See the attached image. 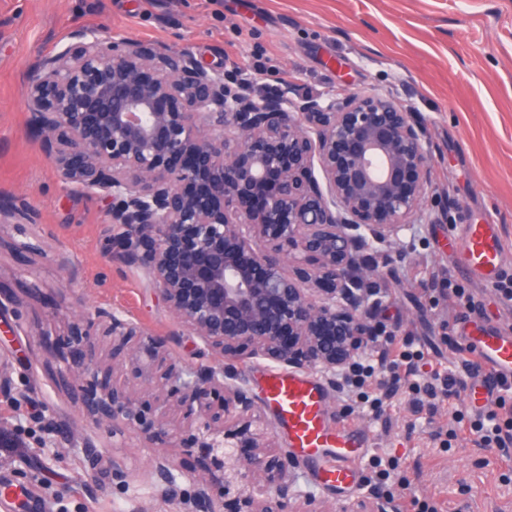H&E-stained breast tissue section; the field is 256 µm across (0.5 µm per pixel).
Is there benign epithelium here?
I'll return each mask as SVG.
<instances>
[{
  "mask_svg": "<svg viewBox=\"0 0 512 512\" xmlns=\"http://www.w3.org/2000/svg\"><path fill=\"white\" fill-rule=\"evenodd\" d=\"M29 132L61 181L106 202L108 262L142 268L178 325L215 356L314 368L336 382L385 335L369 314L373 281L403 260L401 236L437 195L421 120L389 93L304 95L288 83L255 91L238 63L204 65L190 43L134 40L108 26L77 28L24 78ZM102 333L135 343L128 365L152 387L77 398L114 435L176 438L189 420L221 481L193 480V502L215 512H331L303 492L292 459L224 364L185 371L173 337L99 312ZM114 366L93 346L70 368L77 393ZM242 448L254 453L245 459ZM151 477L171 491L170 460Z\"/></svg>",
  "mask_w": 512,
  "mask_h": 512,
  "instance_id": "benign-epithelium-1",
  "label": "benign epithelium"
}]
</instances>
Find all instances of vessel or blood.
<instances>
[{
  "instance_id": "1",
  "label": "vessel or blood",
  "mask_w": 512,
  "mask_h": 512,
  "mask_svg": "<svg viewBox=\"0 0 512 512\" xmlns=\"http://www.w3.org/2000/svg\"><path fill=\"white\" fill-rule=\"evenodd\" d=\"M464 245L459 266L487 283L504 274L503 240L495 225L468 224L462 229ZM463 342L479 351L491 374L512 379V335L484 327L464 317ZM262 394L278 422L295 460L301 464L311 487L352 488L364 457L371 450L360 429L332 423L326 416V393L311 372L257 370Z\"/></svg>"
}]
</instances>
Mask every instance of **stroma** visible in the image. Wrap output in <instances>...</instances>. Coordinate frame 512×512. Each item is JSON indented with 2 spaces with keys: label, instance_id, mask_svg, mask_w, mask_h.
<instances>
[{
  "label": "stroma",
  "instance_id": "stroma-1",
  "mask_svg": "<svg viewBox=\"0 0 512 512\" xmlns=\"http://www.w3.org/2000/svg\"><path fill=\"white\" fill-rule=\"evenodd\" d=\"M111 26L126 36L193 42L217 67L236 61L257 84L288 82L300 93L355 90L398 95L423 120L440 196L429 224L411 225L405 257L381 279L372 316L387 327L376 350L404 342L424 354L422 372L463 374L464 290L486 326L512 329V0H0V196L27 207L26 224H0V357L11 365L16 407L0 413V512H192L195 477L217 478L190 433L178 445L114 437L78 415L63 378L77 356L74 313L120 311L146 331L172 337L183 367L214 364L178 324L143 270L108 263L106 204L65 187L31 142L23 76L33 57L55 51L76 27ZM459 224H495L504 241V285L494 288L455 268ZM68 256L63 269L60 256ZM376 387L328 390L331 418L372 439L357 487L317 490L332 512L380 500L386 512H512V463L481 447L465 394L414 411L407 390L373 417ZM457 428L447 443L440 426ZM173 462L169 497L149 474L158 453ZM397 462L411 484L373 460Z\"/></svg>",
  "mask_w": 512,
  "mask_h": 512
}]
</instances>
